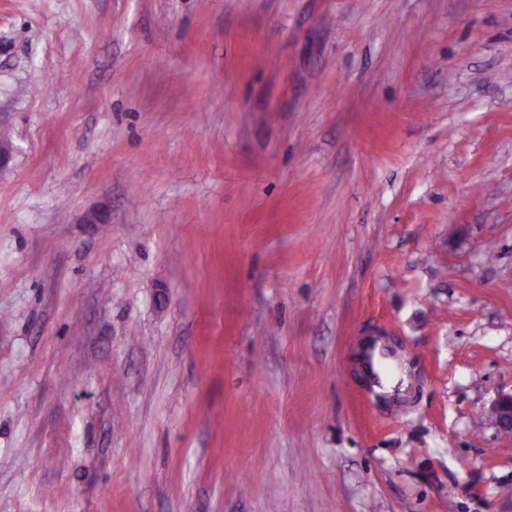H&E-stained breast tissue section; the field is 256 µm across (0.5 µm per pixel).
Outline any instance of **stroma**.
Wrapping results in <instances>:
<instances>
[{
    "mask_svg": "<svg viewBox=\"0 0 512 512\" xmlns=\"http://www.w3.org/2000/svg\"><path fill=\"white\" fill-rule=\"evenodd\" d=\"M0 128V512H512V0H0ZM392 355L378 344H368L362 351L361 363L367 375V385L370 390L377 391V395L382 397L385 393V380L383 372L391 364Z\"/></svg>",
    "mask_w": 512,
    "mask_h": 512,
    "instance_id": "35a3bbf8",
    "label": "stroma"
}]
</instances>
